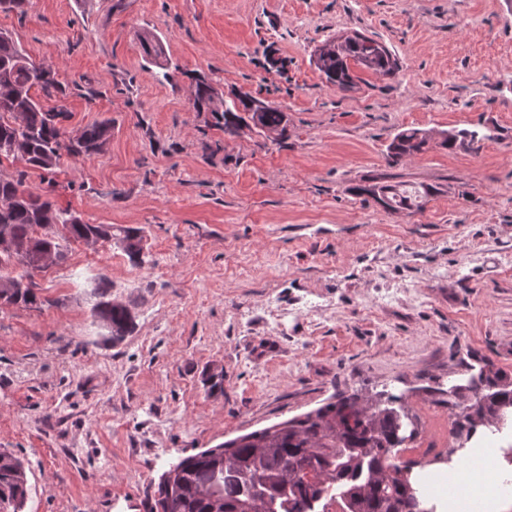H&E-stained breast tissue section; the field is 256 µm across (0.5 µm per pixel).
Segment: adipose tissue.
Masks as SVG:
<instances>
[{"instance_id":"ef3b65f1","label":"adipose tissue","mask_w":512,"mask_h":512,"mask_svg":"<svg viewBox=\"0 0 512 512\" xmlns=\"http://www.w3.org/2000/svg\"><path fill=\"white\" fill-rule=\"evenodd\" d=\"M431 489L441 512H512V495L480 492L466 470L451 468L434 475Z\"/></svg>"}]
</instances>
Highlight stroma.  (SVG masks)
<instances>
[{
    "mask_svg": "<svg viewBox=\"0 0 512 512\" xmlns=\"http://www.w3.org/2000/svg\"><path fill=\"white\" fill-rule=\"evenodd\" d=\"M0 30L55 69L67 132L112 121L102 152L62 156L53 201L142 228L151 255L71 243L34 277L40 307H0L24 512H146L170 465L339 392L400 396L418 431L400 457L430 459L453 444L452 386L512 379V0H29ZM354 33L399 68L341 90L315 53ZM199 78L279 108L285 132L216 129ZM409 128L484 138L389 164ZM377 183L438 192L391 211ZM102 288L131 311L121 339L92 315Z\"/></svg>",
    "mask_w": 512,
    "mask_h": 512,
    "instance_id": "obj_1",
    "label": "stroma"
}]
</instances>
